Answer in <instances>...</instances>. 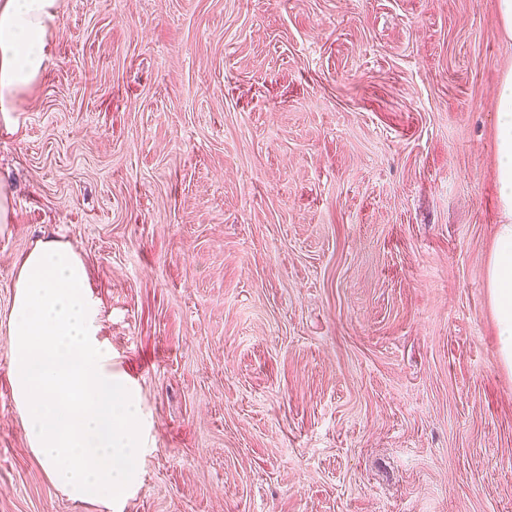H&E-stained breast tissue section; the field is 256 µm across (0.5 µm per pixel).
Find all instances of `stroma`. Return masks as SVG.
I'll return each instance as SVG.
<instances>
[{"instance_id": "stroma-1", "label": "stroma", "mask_w": 512, "mask_h": 512, "mask_svg": "<svg viewBox=\"0 0 512 512\" xmlns=\"http://www.w3.org/2000/svg\"><path fill=\"white\" fill-rule=\"evenodd\" d=\"M0 118V512H512L498 0H58ZM72 245L139 469L76 500L8 370L18 268ZM496 180L505 222L499 224L487 283L498 336L499 356L512 369V70L503 75L495 112Z\"/></svg>"}]
</instances>
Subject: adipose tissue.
I'll return each mask as SVG.
<instances>
[{"mask_svg": "<svg viewBox=\"0 0 512 512\" xmlns=\"http://www.w3.org/2000/svg\"><path fill=\"white\" fill-rule=\"evenodd\" d=\"M56 0H0V112L39 76L46 57L47 26ZM496 180L504 221L498 226L487 283L498 336L499 356L512 368V70L503 75L495 112Z\"/></svg>", "mask_w": 512, "mask_h": 512, "instance_id": "obj_1", "label": "adipose tissue"}]
</instances>
